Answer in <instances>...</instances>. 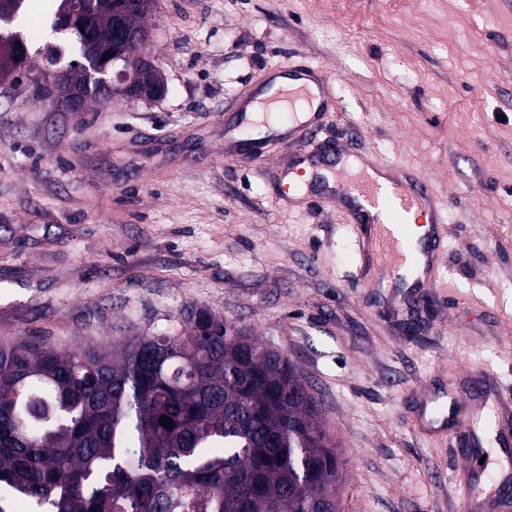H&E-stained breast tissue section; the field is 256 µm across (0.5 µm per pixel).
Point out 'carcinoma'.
<instances>
[{
  "mask_svg": "<svg viewBox=\"0 0 512 512\" xmlns=\"http://www.w3.org/2000/svg\"><path fill=\"white\" fill-rule=\"evenodd\" d=\"M60 0L71 11L76 55L112 41L119 0ZM125 15L142 26L153 11ZM24 0H0V24ZM14 51L0 63L36 99L73 88L82 103L101 91L96 71L68 63L47 78ZM181 335L142 334L105 346L58 347L38 337L0 343V491L34 512H340L336 446L317 396L288 356L206 308H190ZM172 423L163 426L161 418Z\"/></svg>",
  "mask_w": 512,
  "mask_h": 512,
  "instance_id": "cac0c4a2",
  "label": "carcinoma"
}]
</instances>
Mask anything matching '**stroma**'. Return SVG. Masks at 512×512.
I'll return each mask as SVG.
<instances>
[{"label":"stroma","instance_id":"35a3bbf8","mask_svg":"<svg viewBox=\"0 0 512 512\" xmlns=\"http://www.w3.org/2000/svg\"><path fill=\"white\" fill-rule=\"evenodd\" d=\"M163 97L54 112L0 80V342L83 347L178 334L210 309L286 355L317 394L341 512H466L454 443L419 423L467 364L512 386V0H155ZM321 68L312 135L425 177L448 228L442 288H359L331 203L293 202L224 154V115L270 66Z\"/></svg>","mask_w":512,"mask_h":512}]
</instances>
